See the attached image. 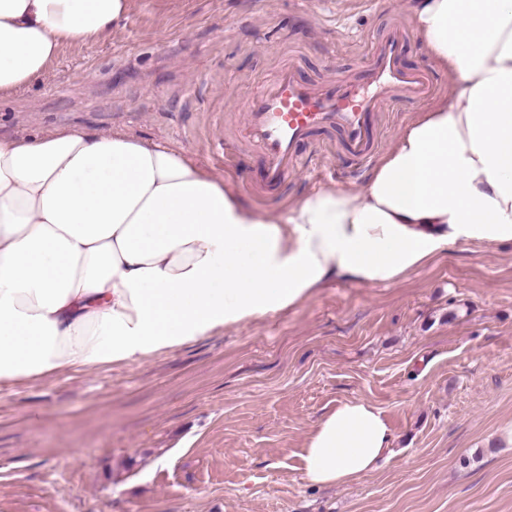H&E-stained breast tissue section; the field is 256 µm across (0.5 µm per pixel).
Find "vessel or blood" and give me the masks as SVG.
I'll use <instances>...</instances> for the list:
<instances>
[{"mask_svg": "<svg viewBox=\"0 0 512 512\" xmlns=\"http://www.w3.org/2000/svg\"><path fill=\"white\" fill-rule=\"evenodd\" d=\"M406 39L405 28L398 26L374 44L363 84L337 79L314 84L300 78L292 67L279 70L273 82L246 105V134L261 157L257 189H281L293 173L307 167L303 148L319 133L337 132L346 153L358 162L372 158L378 147L374 112L428 100L435 91L430 70L401 66L408 49Z\"/></svg>", "mask_w": 512, "mask_h": 512, "instance_id": "vessel-or-blood-1", "label": "vessel or blood"}]
</instances>
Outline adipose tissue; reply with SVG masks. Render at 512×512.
Returning <instances> with one entry per match:
<instances>
[{
  "mask_svg": "<svg viewBox=\"0 0 512 512\" xmlns=\"http://www.w3.org/2000/svg\"><path fill=\"white\" fill-rule=\"evenodd\" d=\"M133 0H0V98L66 44L111 34ZM453 79L371 170L258 212L183 150L115 130L0 139V384L134 365L295 308L335 282H399L453 246L512 245V0H412ZM392 448L383 413L340 401L301 454L347 484Z\"/></svg>",
  "mask_w": 512,
  "mask_h": 512,
  "instance_id": "obj_1",
  "label": "adipose tissue"
}]
</instances>
